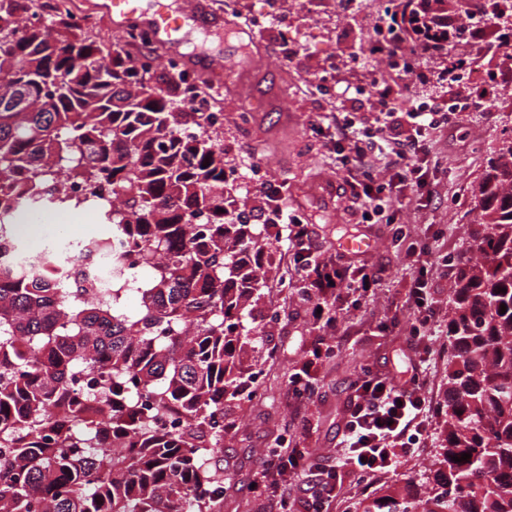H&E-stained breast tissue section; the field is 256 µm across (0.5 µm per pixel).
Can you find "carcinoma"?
Wrapping results in <instances>:
<instances>
[{"mask_svg": "<svg viewBox=\"0 0 512 512\" xmlns=\"http://www.w3.org/2000/svg\"><path fill=\"white\" fill-rule=\"evenodd\" d=\"M37 7L0 0V512H224V492L201 489L224 484L211 458L224 396L244 390L237 346L262 269L249 225L222 212L224 143L71 15L21 26ZM484 13L512 17V0ZM68 181L116 196L97 214L124 235L106 294L77 266L63 282L23 264L66 240L32 250L26 228L76 207ZM464 218L440 467L364 512H512V137Z\"/></svg>", "mask_w": 512, "mask_h": 512, "instance_id": "carcinoma-1", "label": "carcinoma"}]
</instances>
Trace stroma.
Listing matches in <instances>:
<instances>
[{"mask_svg":"<svg viewBox=\"0 0 512 512\" xmlns=\"http://www.w3.org/2000/svg\"><path fill=\"white\" fill-rule=\"evenodd\" d=\"M223 16L221 28L192 38L182 50L183 69L202 77L205 101L224 111V123L209 135L224 143V159L236 174L233 197L249 198L248 221L261 229L267 271L264 294L248 305L244 322L257 328L240 352L242 371L254 375L249 394L224 400V446L214 459L224 469V512H280V499L301 498L296 483L278 498L255 491L267 453L284 444L313 448L316 460H334L345 423L350 385L364 367L396 375L405 338L386 336L378 323L398 318L410 329L412 317L401 302L411 270L390 243L387 225L366 224L336 156L322 134L332 131L337 112L357 113L373 124L382 109L380 59L366 51L368 36L382 23L388 0H208ZM291 31L294 43L281 38ZM454 54L472 64L458 78L416 85L413 97L447 107L459 96H485V108L437 133L433 152L440 165L437 195L427 206H411L396 214L406 232L417 237L433 227L443 232L442 253L457 256L466 238L461 221L475 202V188L504 131L512 130V70L498 62L497 31L487 28L475 39L456 44ZM229 64L230 78L217 69ZM286 184L288 204L315 231L323 256L336 253L343 238L372 237L365 261L382 272L373 301L344 312L327 352L314 344L319 330L299 297V278L288 228L269 227L259 209L260 183L253 164ZM309 368L314 392L301 407L288 398V384L301 368ZM443 417L433 420L429 446L422 457L405 462L398 473L380 474L368 487L345 482L335 512H363L372 499L397 484H424L441 452Z\"/></svg>","mask_w":512,"mask_h":512,"instance_id":"35a3bbf8","label":"stroma"}]
</instances>
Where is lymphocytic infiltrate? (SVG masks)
I'll return each mask as SVG.
<instances>
[{
	"label": "lymphocytic infiltrate",
	"mask_w": 512,
	"mask_h": 512,
	"mask_svg": "<svg viewBox=\"0 0 512 512\" xmlns=\"http://www.w3.org/2000/svg\"><path fill=\"white\" fill-rule=\"evenodd\" d=\"M401 94V89L383 88L384 109L372 127L361 125L352 113H341L336 119L335 150L338 168L346 174L363 222L394 225V242L406 245L404 256L412 274L405 303L413 311L414 323L406 340L405 369L397 380L367 368L351 383L341 453L333 464L317 466L309 448L268 455L260 487L276 490L290 480L304 485L309 478H317L319 489L299 500L300 512H330L346 474L366 482L377 474L397 471L403 458L425 452L431 436L434 411L423 381L433 355L426 340L440 327L429 280L441 236L433 232L410 240L386 209L393 201L406 208L435 196L439 164L432 152L433 137L462 114L478 109L479 103L459 97L444 110L426 102L412 103L403 110L394 104ZM382 154L389 158L384 176L376 174L373 163ZM261 200L268 223L288 227L302 294L316 309V322L335 330L344 309L374 298L380 285L377 271L341 253L319 258L310 226L289 212L283 186L263 183Z\"/></svg>",
	"instance_id": "obj_1"
}]
</instances>
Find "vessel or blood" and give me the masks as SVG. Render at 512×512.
<instances>
[{
  "mask_svg": "<svg viewBox=\"0 0 512 512\" xmlns=\"http://www.w3.org/2000/svg\"><path fill=\"white\" fill-rule=\"evenodd\" d=\"M99 11L110 17L116 30H123L130 21L147 29L154 42L173 48L181 47L189 20L204 23L203 7L184 12L179 0H100Z\"/></svg>",
  "mask_w": 512,
  "mask_h": 512,
  "instance_id": "obj_1",
  "label": "vessel or blood"
}]
</instances>
